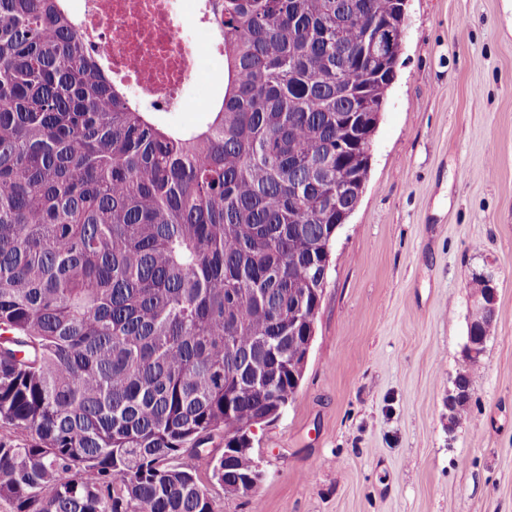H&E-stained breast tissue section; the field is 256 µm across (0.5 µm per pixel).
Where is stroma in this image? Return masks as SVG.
Here are the masks:
<instances>
[{"label": "stroma", "instance_id": "35a3bbf8", "mask_svg": "<svg viewBox=\"0 0 512 512\" xmlns=\"http://www.w3.org/2000/svg\"><path fill=\"white\" fill-rule=\"evenodd\" d=\"M370 157L264 477L208 482L217 512H512V0H408ZM478 274L497 324L455 422Z\"/></svg>", "mask_w": 512, "mask_h": 512}]
</instances>
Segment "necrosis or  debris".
I'll list each match as a JSON object with an SVG mask.
<instances>
[{"label": "necrosis or debris", "mask_w": 512, "mask_h": 512, "mask_svg": "<svg viewBox=\"0 0 512 512\" xmlns=\"http://www.w3.org/2000/svg\"><path fill=\"white\" fill-rule=\"evenodd\" d=\"M77 18L88 50L156 112L191 105L189 89L221 53L204 0H82Z\"/></svg>", "instance_id": "1"}]
</instances>
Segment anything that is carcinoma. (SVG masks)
Masks as SVG:
<instances>
[{
	"mask_svg": "<svg viewBox=\"0 0 512 512\" xmlns=\"http://www.w3.org/2000/svg\"><path fill=\"white\" fill-rule=\"evenodd\" d=\"M224 94L159 125L91 56L69 0H0V500L11 512H216L187 455L293 400L342 123L382 110L399 0H209ZM298 314L297 331H288ZM496 316L468 328L486 343ZM451 418L465 415L464 356ZM253 451L210 460L248 495Z\"/></svg>",
	"mask_w": 512,
	"mask_h": 512,
	"instance_id": "obj_1",
	"label": "carcinoma"
}]
</instances>
